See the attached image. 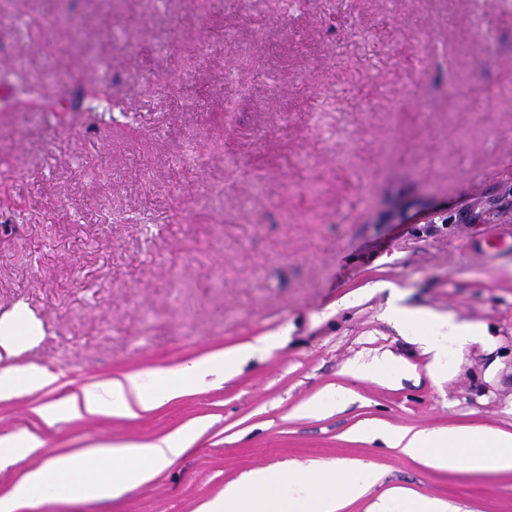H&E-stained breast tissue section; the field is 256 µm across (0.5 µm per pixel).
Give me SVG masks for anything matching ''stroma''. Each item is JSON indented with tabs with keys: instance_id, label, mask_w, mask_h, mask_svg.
Listing matches in <instances>:
<instances>
[{
	"instance_id": "1",
	"label": "stroma",
	"mask_w": 512,
	"mask_h": 512,
	"mask_svg": "<svg viewBox=\"0 0 512 512\" xmlns=\"http://www.w3.org/2000/svg\"><path fill=\"white\" fill-rule=\"evenodd\" d=\"M0 0V317L66 389L264 337L239 375L138 419L46 423L0 401V497L48 458L192 447L117 499L20 512H197L248 471L353 461L465 512H512V473L438 471L370 424L512 433V0ZM67 76L38 84L47 65ZM482 326L440 369L389 302ZM393 366L383 368V357ZM365 365L355 377L348 369ZM320 399L321 411L303 413ZM38 335L37 324L21 313L0 319V362H10L23 344ZM41 444L39 437L30 432L0 435V463L3 464L15 457H23L34 448H40Z\"/></svg>"
}]
</instances>
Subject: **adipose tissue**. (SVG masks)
<instances>
[{"instance_id": "1", "label": "adipose tissue", "mask_w": 512, "mask_h": 512, "mask_svg": "<svg viewBox=\"0 0 512 512\" xmlns=\"http://www.w3.org/2000/svg\"><path fill=\"white\" fill-rule=\"evenodd\" d=\"M396 315L401 323L423 327L424 333L416 341L429 351L437 347L435 337L428 334L432 328H447L461 348L479 336L476 326L432 313L400 309ZM38 334L37 324L23 314L0 318V399L56 382V375L47 369L14 361L21 346ZM255 348L248 344L159 372L151 387L137 375L114 377L39 405L36 412L49 422L104 415L135 419L153 412L163 400L182 395L205 377L234 375ZM378 432L390 447L433 469L512 470V434L500 430L462 427L450 432L414 431L382 426ZM197 434V428L188 427L153 442H104L52 457L28 471L8 495L0 497V512H16L21 503L47 497L67 500L87 493L99 498L120 497L181 456ZM378 480L372 468L349 461L258 468L225 485L221 494L203 503L197 512H341L346 503L364 496Z\"/></svg>"}]
</instances>
